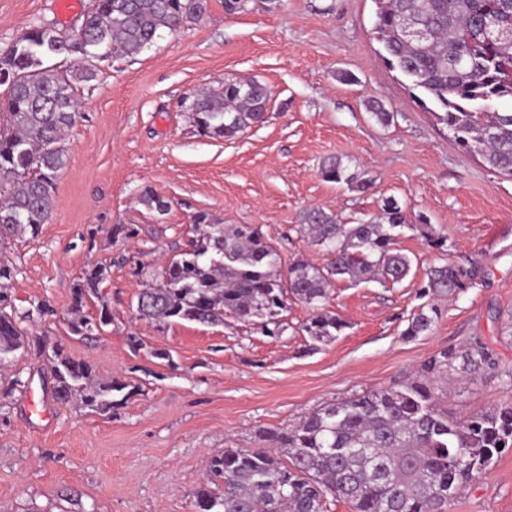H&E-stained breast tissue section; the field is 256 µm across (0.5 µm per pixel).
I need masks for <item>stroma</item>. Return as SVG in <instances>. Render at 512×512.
Listing matches in <instances>:
<instances>
[{
    "label": "stroma",
    "instance_id": "35a3bbf8",
    "mask_svg": "<svg viewBox=\"0 0 512 512\" xmlns=\"http://www.w3.org/2000/svg\"><path fill=\"white\" fill-rule=\"evenodd\" d=\"M80 4L62 15L55 0H0V50L43 22L76 34L89 0ZM375 11L374 0H247L230 14L224 0H209L201 21L162 31L137 57L96 60V78L78 86L49 221L37 237L0 247L16 268V313L51 308L21 322L26 345L0 366V512H196L211 457L260 447L258 429L285 430L325 403L399 386L474 336L512 370V335L502 332L512 316V178L461 151L386 66ZM232 80L269 89L264 122L229 139L200 135L192 102ZM375 101L392 112L389 124L370 111ZM330 156L368 189L327 181L320 167ZM148 189L164 211L143 203ZM388 198L412 223L396 243L413 260L410 275L394 286L335 281L325 307L346 326L318 350L306 348L311 310L293 296L278 338L232 315L216 327L137 317L145 282L133 267L185 250L199 214L259 225L283 262L323 268L327 252L299 231L304 213L319 207L353 224ZM120 224L138 228L136 238H113ZM416 224L433 225L449 259L476 266L478 278L476 288L434 298L431 330L409 337L419 287L439 258ZM95 263L109 269L101 294L112 322L79 337L68 327L72 292ZM57 345L135 393L109 414L57 403L46 361ZM511 399L512 387L487 371L469 384L449 380L446 406L459 420ZM448 512H512V447Z\"/></svg>",
    "mask_w": 512,
    "mask_h": 512
}]
</instances>
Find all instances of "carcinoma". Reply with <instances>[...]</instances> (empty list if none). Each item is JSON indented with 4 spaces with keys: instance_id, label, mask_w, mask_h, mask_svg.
Segmentation results:
<instances>
[{
    "instance_id": "obj_1",
    "label": "carcinoma",
    "mask_w": 512,
    "mask_h": 512,
    "mask_svg": "<svg viewBox=\"0 0 512 512\" xmlns=\"http://www.w3.org/2000/svg\"><path fill=\"white\" fill-rule=\"evenodd\" d=\"M375 34L385 60L433 106L437 123L463 151L481 157L493 170L512 177V0H374ZM208 0H91L77 34L64 38L52 24L35 26L8 51L0 68L11 80L0 99V241L36 237L53 208V181L66 166L62 145L77 118V84L96 78L89 61L100 50L134 57L163 29L202 19ZM63 56L82 63L73 70L44 65ZM270 96L257 81H231L200 93L191 105L203 136L232 138L264 119ZM334 157L322 162L324 178L368 180L346 174ZM417 232L436 249L445 238L430 224H412L395 201L381 214L340 224L321 208L303 215L301 229L332 259L319 268L296 259L281 277L282 259L253 224H220L200 214L188 248L156 271L137 297L141 319L224 324V315L255 322L267 336H279V319L292 294L311 308L304 323L316 350L336 336L344 322L325 309L333 280L393 285L410 274L412 259L395 248L403 229ZM15 267L0 257V303L9 304ZM108 267H86L73 289L72 334L90 336L92 323H112L107 302L98 319L81 315L84 300L100 298ZM476 274L441 258L427 273L421 297L457 296L476 287ZM437 309L427 303L413 314L405 335L431 330ZM15 316L0 308V365L24 347ZM53 393L64 404L79 400L109 414L133 390L125 382L100 381L94 367L61 348L52 350ZM499 368L481 339L462 350L448 348L422 364L418 375L394 387L367 391L328 403L287 430L260 429L258 437L281 450L226 448L210 463L211 478L194 492L197 512H328V496L351 502L354 512H446L451 502L512 446V401L464 420L448 418L441 402L452 378L472 379Z\"/></svg>"
}]
</instances>
